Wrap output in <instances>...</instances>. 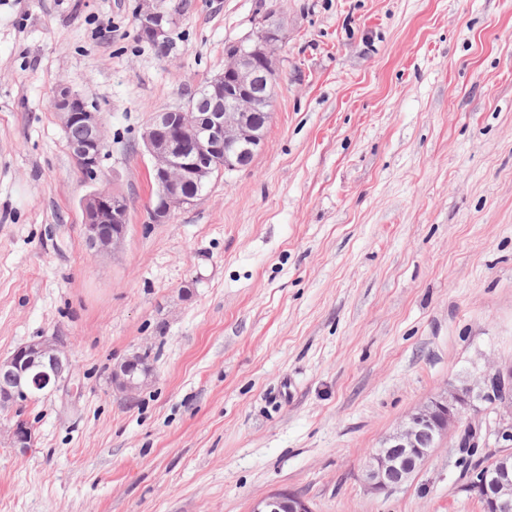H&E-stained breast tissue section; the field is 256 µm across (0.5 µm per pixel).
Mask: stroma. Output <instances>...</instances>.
Segmentation results:
<instances>
[{
	"label": "stroma",
	"mask_w": 512,
	"mask_h": 512,
	"mask_svg": "<svg viewBox=\"0 0 512 512\" xmlns=\"http://www.w3.org/2000/svg\"><path fill=\"white\" fill-rule=\"evenodd\" d=\"M0 0V356L59 336L64 386L0 410V512H482L453 439L406 485L368 453L448 383L512 361V0ZM280 12L261 150L154 224L143 130ZM105 117L99 183L52 107ZM129 200L89 250L81 199ZM148 353L135 394L112 370ZM32 446H13L17 420ZM151 1L152 0H143L139 10L137 35L147 40L141 39L140 37L137 38L141 41L150 43L158 54L164 57L167 56V54H169L174 48L172 38H168L172 18L169 15L158 11ZM250 512H313L307 499L292 490H274L256 499Z\"/></svg>",
	"instance_id": "stroma-1"
}]
</instances>
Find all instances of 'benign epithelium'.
Instances as JSON below:
<instances>
[{"label": "benign epithelium", "instance_id": "7a95c632", "mask_svg": "<svg viewBox=\"0 0 512 512\" xmlns=\"http://www.w3.org/2000/svg\"><path fill=\"white\" fill-rule=\"evenodd\" d=\"M172 18L143 0L137 35L153 42L165 41ZM284 39V25L276 12L262 14L256 31L226 51L224 73L209 86L222 104L209 112L194 109L158 113L142 133V142L153 161L157 186L155 205L149 207L153 223L168 220L188 208L197 197L185 195L188 181L201 182L215 168L234 171L248 166L261 150L273 105V53ZM53 108L62 128L78 123L89 138L73 147L74 161L88 181L97 180L105 147V120L83 97L63 85ZM83 232L89 247L99 253L115 252L124 242L129 206L116 194L102 189L81 200ZM70 369L65 342L58 336L34 341L0 358V374L6 385L0 407L32 399L37 388H56ZM151 371L139 370L138 356L112 371V381L128 393L139 389ZM483 406L484 418L459 428L464 410ZM455 433L457 448H499L501 453L468 475L465 491L482 504L483 512H512V362L473 378L448 384V388L412 411L382 446L367 457L361 481L375 494L389 493L407 483L440 441ZM250 512H313L307 499L292 490H274L255 500Z\"/></svg>", "mask_w": 512, "mask_h": 512}]
</instances>
